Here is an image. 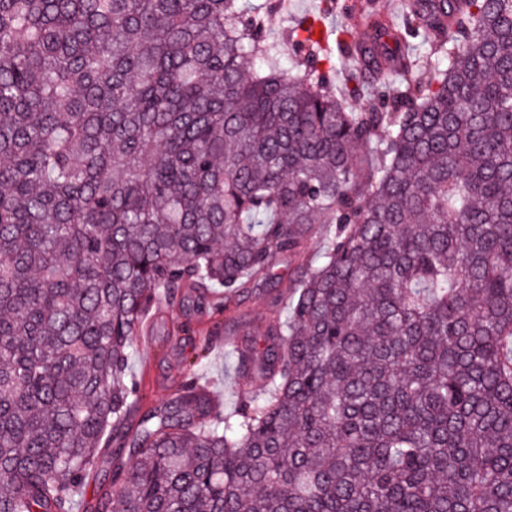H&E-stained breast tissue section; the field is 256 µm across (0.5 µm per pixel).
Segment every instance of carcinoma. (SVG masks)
I'll return each mask as SVG.
<instances>
[{
  "label": "carcinoma",
  "instance_id": "carcinoma-1",
  "mask_svg": "<svg viewBox=\"0 0 512 512\" xmlns=\"http://www.w3.org/2000/svg\"><path fill=\"white\" fill-rule=\"evenodd\" d=\"M287 35L289 67L245 0H0V512L83 507L161 297L227 309L314 237L237 409L190 372L104 509L512 512V0Z\"/></svg>",
  "mask_w": 512,
  "mask_h": 512
}]
</instances>
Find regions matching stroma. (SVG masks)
<instances>
[{
	"label": "stroma",
	"instance_id": "stroma-1",
	"mask_svg": "<svg viewBox=\"0 0 512 512\" xmlns=\"http://www.w3.org/2000/svg\"><path fill=\"white\" fill-rule=\"evenodd\" d=\"M318 0H283L282 12L270 17L268 31L281 64H289L293 50L283 36L293 17L316 10ZM272 285L255 284L235 313L200 310L192 303L160 299L149 313L154 321L147 346L135 347L129 371L142 384L143 402L153 408L172 399L199 352L207 357L200 379L220 397L224 412L237 403V356L234 344L249 340L256 325L271 315Z\"/></svg>",
	"mask_w": 512,
	"mask_h": 512
}]
</instances>
